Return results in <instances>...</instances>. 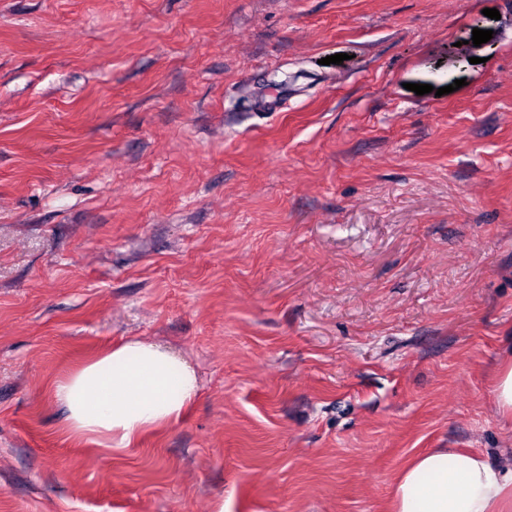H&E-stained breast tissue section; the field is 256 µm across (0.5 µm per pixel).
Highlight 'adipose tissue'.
<instances>
[{"mask_svg":"<svg viewBox=\"0 0 512 512\" xmlns=\"http://www.w3.org/2000/svg\"><path fill=\"white\" fill-rule=\"evenodd\" d=\"M198 393L186 359L142 338L85 362L53 390L67 411L70 437H96L116 448L179 423ZM388 512H512V461L494 466L468 448L427 450L399 472Z\"/></svg>","mask_w":512,"mask_h":512,"instance_id":"adipose-tissue-1","label":"adipose tissue"}]
</instances>
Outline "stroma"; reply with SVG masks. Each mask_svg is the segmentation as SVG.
<instances>
[{
  "label": "stroma",
  "instance_id": "stroma-1",
  "mask_svg": "<svg viewBox=\"0 0 512 512\" xmlns=\"http://www.w3.org/2000/svg\"><path fill=\"white\" fill-rule=\"evenodd\" d=\"M131 337L196 402L73 442ZM511 356L512 0H0V512H383ZM199 393L197 375L168 347L131 338L65 375L53 396L67 411L71 438L96 437L129 448L179 423Z\"/></svg>",
  "mask_w": 512,
  "mask_h": 512
}]
</instances>
